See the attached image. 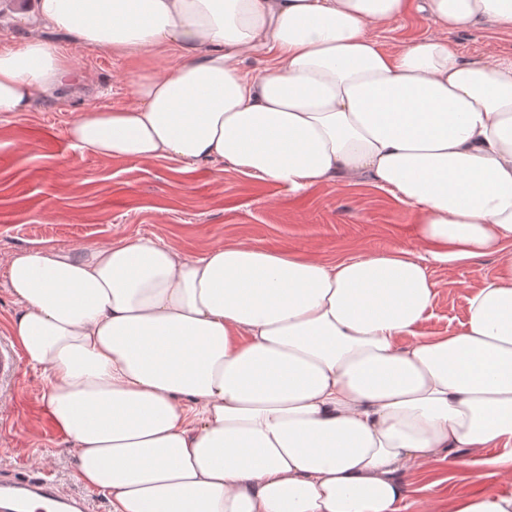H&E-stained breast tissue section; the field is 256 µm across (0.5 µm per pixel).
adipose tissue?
<instances>
[{
  "instance_id": "1",
  "label": "adipose tissue",
  "mask_w": 512,
  "mask_h": 512,
  "mask_svg": "<svg viewBox=\"0 0 512 512\" xmlns=\"http://www.w3.org/2000/svg\"><path fill=\"white\" fill-rule=\"evenodd\" d=\"M424 13L437 36L368 34ZM41 27L126 59L124 105L72 148L221 162L300 194L368 182L413 213L415 250L326 263L239 241L189 260L151 238L19 251L7 332L77 479L112 512H405L413 466L512 483V57L448 36L512 30V0H30ZM270 56L258 71L243 62ZM72 65L40 34L0 49V115ZM497 255L445 336L420 331L428 266ZM497 449L494 457L484 456Z\"/></svg>"
}]
</instances>
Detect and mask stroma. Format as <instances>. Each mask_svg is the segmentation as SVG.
<instances>
[{"mask_svg": "<svg viewBox=\"0 0 512 512\" xmlns=\"http://www.w3.org/2000/svg\"><path fill=\"white\" fill-rule=\"evenodd\" d=\"M437 28L412 14L386 30L370 29L387 48ZM73 55L74 88L32 111L0 115V335L17 309L6 269L12 256L32 246L68 249L138 237L158 238L193 258L236 241L281 251L304 252L328 262L398 246L415 249L413 215L386 191L369 185L329 183L295 194L286 187L244 175L232 167L179 161L112 159L70 148L69 123L82 111L124 102L130 65L53 30L43 33ZM464 57L482 59L487 48L512 56V33L476 28L452 37ZM498 270L487 255L455 270L430 264L437 294L423 330L442 336L467 314L469 295ZM43 370L24 366L14 401L0 405V468L47 471L69 492L86 496L93 512H112L109 498L74 475L68 443L56 431L42 401ZM407 512H448L458 496L505 488L492 470L473 478L467 469L413 467L407 476Z\"/></svg>", "mask_w": 512, "mask_h": 512, "instance_id": "1", "label": "stroma"}]
</instances>
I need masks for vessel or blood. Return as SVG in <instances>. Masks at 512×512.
<instances>
[{
	"mask_svg": "<svg viewBox=\"0 0 512 512\" xmlns=\"http://www.w3.org/2000/svg\"><path fill=\"white\" fill-rule=\"evenodd\" d=\"M21 376L17 351L0 340V395L15 391ZM0 512H90L88 499L65 492L49 476L0 469Z\"/></svg>",
	"mask_w": 512,
	"mask_h": 512,
	"instance_id": "vessel-or-blood-1",
	"label": "vessel or blood"
}]
</instances>
